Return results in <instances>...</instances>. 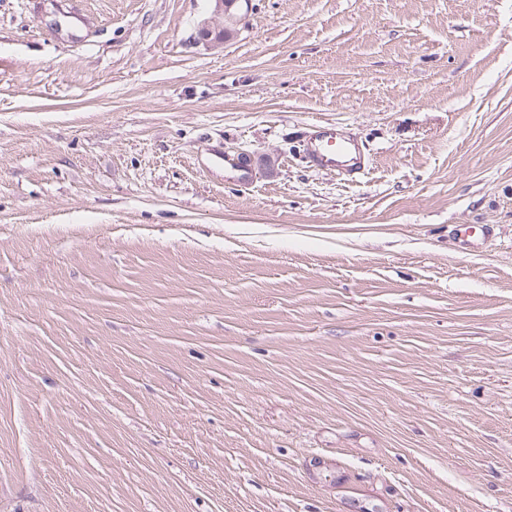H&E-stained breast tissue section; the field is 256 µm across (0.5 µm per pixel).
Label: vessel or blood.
Returning a JSON list of instances; mask_svg holds the SVG:
<instances>
[{"label": "vessel or blood", "mask_w": 512, "mask_h": 512, "mask_svg": "<svg viewBox=\"0 0 512 512\" xmlns=\"http://www.w3.org/2000/svg\"><path fill=\"white\" fill-rule=\"evenodd\" d=\"M302 155L310 167L351 181L363 176L368 166L358 141L333 123L315 126L302 145Z\"/></svg>", "instance_id": "obj_1"}]
</instances>
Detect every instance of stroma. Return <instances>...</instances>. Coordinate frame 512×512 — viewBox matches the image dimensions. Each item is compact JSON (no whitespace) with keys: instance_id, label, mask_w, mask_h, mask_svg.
Here are the masks:
<instances>
[{"instance_id":"35a3bbf8","label":"stroma","mask_w":512,"mask_h":512,"mask_svg":"<svg viewBox=\"0 0 512 512\" xmlns=\"http://www.w3.org/2000/svg\"><path fill=\"white\" fill-rule=\"evenodd\" d=\"M211 16L0 0V512H512V0ZM210 2H214L213 13L222 18V24L214 26L209 21H204L198 28L197 40L209 48H218L224 45V39L245 24L251 0H210ZM302 155L310 167L351 181L363 176L368 166L358 141L333 123L315 126L302 145Z\"/></svg>"}]
</instances>
